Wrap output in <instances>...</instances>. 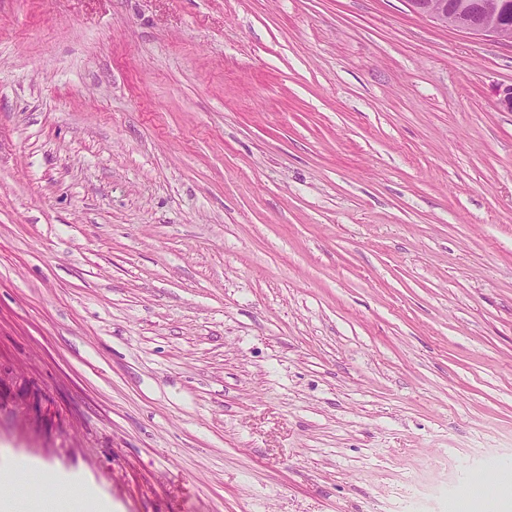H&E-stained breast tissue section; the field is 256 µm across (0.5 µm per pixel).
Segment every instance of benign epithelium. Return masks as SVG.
I'll use <instances>...</instances> for the list:
<instances>
[{"label": "benign epithelium", "instance_id": "7a95c632", "mask_svg": "<svg viewBox=\"0 0 512 512\" xmlns=\"http://www.w3.org/2000/svg\"><path fill=\"white\" fill-rule=\"evenodd\" d=\"M418 15L471 34L494 37L512 43V6L507 0H480L477 10L454 8L450 0H406Z\"/></svg>", "mask_w": 512, "mask_h": 512}]
</instances>
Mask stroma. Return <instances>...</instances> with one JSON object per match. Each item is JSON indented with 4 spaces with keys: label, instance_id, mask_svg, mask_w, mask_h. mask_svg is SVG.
I'll return each instance as SVG.
<instances>
[{
    "label": "stroma",
    "instance_id": "obj_1",
    "mask_svg": "<svg viewBox=\"0 0 512 512\" xmlns=\"http://www.w3.org/2000/svg\"><path fill=\"white\" fill-rule=\"evenodd\" d=\"M510 86L405 0H0V473L60 512L512 473Z\"/></svg>",
    "mask_w": 512,
    "mask_h": 512
}]
</instances>
